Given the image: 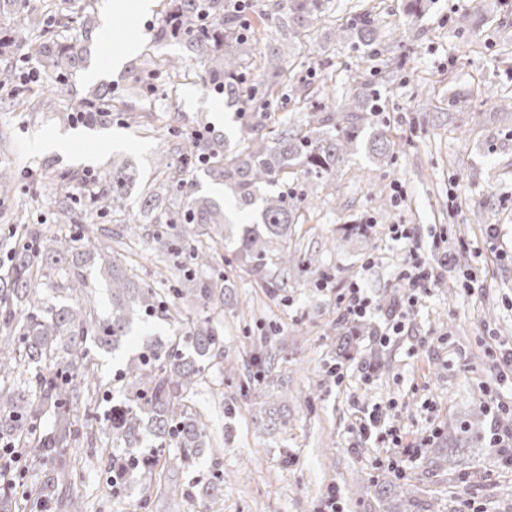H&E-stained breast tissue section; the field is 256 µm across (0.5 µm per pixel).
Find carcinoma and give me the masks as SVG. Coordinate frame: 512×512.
Returning <instances> with one entry per match:
<instances>
[{
    "instance_id": "carcinoma-1",
    "label": "carcinoma",
    "mask_w": 512,
    "mask_h": 512,
    "mask_svg": "<svg viewBox=\"0 0 512 512\" xmlns=\"http://www.w3.org/2000/svg\"><path fill=\"white\" fill-rule=\"evenodd\" d=\"M67 2L77 20L74 44L64 46L48 34V27H66L70 16H57L47 0H0V58H34L52 80L38 92L48 101L76 94L70 78L82 68L83 53L97 29L95 0ZM164 2V17L150 30L151 42L179 52L146 55L133 68V81L143 85L149 77L198 63L203 83L224 95L225 106L235 108L240 137L232 143L200 122L199 136L186 151L176 145L158 156L156 182L137 205L131 204L128 189L138 171L125 159L112 161V171L90 199L98 214L125 225L132 239L139 236L142 224L167 225L168 230L153 236L151 250L164 259L186 257L184 277L194 282L190 295L198 309L187 319L185 335L166 343L146 341L118 372L122 399L112 406L115 418L104 426L105 438L88 440L92 448L105 446L114 494L142 470L140 443L148 426L158 440L153 453L159 461H167L168 442L178 449L183 464L210 448L205 423L186 400L206 369L224 361V337L209 315L224 303L219 280L209 274L217 264L216 237L226 233L231 261L269 288L274 287L269 281L272 267L321 276L318 259L298 256L289 247L296 226L306 223L311 210L302 183L334 190L336 170L356 154L385 165L397 153L387 124L377 119L382 112L380 92L356 69L344 77L356 87L352 96L339 103L313 104L303 123L283 120L273 135L263 132L283 88H288L290 101H311L309 84L291 79L285 64L295 60L299 37L321 20L328 0H270L257 19L274 29L277 38L258 50V29L239 0ZM376 29L377 19L368 11L339 29V37L356 31L364 52L375 57ZM0 94L15 109H35L32 95L19 93L17 74L10 67L0 68ZM108 99L110 88H98L92 98L84 99L85 120H100L101 102ZM200 175L222 186L224 197L253 223L237 227L230 222L224 201L201 192ZM13 238L0 272V441L21 453L24 471H44L51 452L80 442L76 416L98 415L101 400L110 392L98 376L99 353L117 350L136 320L177 321L182 311L176 299L184 292H160L138 274L136 260L121 261L120 253L99 238L94 227L64 233L51 226L16 224ZM97 280L111 292L106 315L92 305ZM48 413L53 427L46 433L41 423ZM473 433L474 424L464 418L447 428L440 441L463 448ZM175 472L172 464L160 469L159 474H167L164 483L146 477L134 512H152V496L161 486L170 497L180 494ZM376 488L394 501L392 512H417L412 485L385 478ZM32 509L20 492H0V512Z\"/></svg>"
}]
</instances>
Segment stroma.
I'll return each mask as SVG.
<instances>
[{"label":"stroma","mask_w":512,"mask_h":512,"mask_svg":"<svg viewBox=\"0 0 512 512\" xmlns=\"http://www.w3.org/2000/svg\"><path fill=\"white\" fill-rule=\"evenodd\" d=\"M102 2L112 36L89 46L75 77L77 94L58 99L55 120L37 124L0 102V161L15 171L10 196L0 199V261L11 242L13 215L28 224H54L55 195L62 189L77 214L112 228L111 218L96 215L89 203L90 183L111 171L114 158L126 157L141 173L130 190L138 198L155 178L156 156L174 142L164 128L141 132L122 112L94 124L78 119L82 98L101 85L130 96L133 67L155 51L146 32L162 18L161 0H152L145 14L126 10V0ZM409 4L329 0L322 21L299 42L295 77L317 80L325 62L338 75L360 69L382 91L390 135L406 148L392 165L374 169L369 182L361 178L368 160L359 156L346 164L336 174L335 198L318 196L314 219L298 225L291 245L319 253L321 283L288 275L280 287L264 288L246 269L218 262L217 272L228 279L218 324L224 361L207 371L189 402L202 414L213 448L177 472L183 495L176 512H323L332 489L344 512H383L374 483L388 475L396 451L358 433L363 408L376 403L404 443L418 447L409 479L435 512H462L466 499L475 512H512V468L496 463L489 444L486 390L493 382L485 355L492 343L512 348V125L492 111L495 102L512 103V0H424L418 12ZM364 8L373 9L378 42L396 47L403 68L364 61L357 38L337 41V26ZM128 24L138 30L139 43L118 62L120 33ZM199 70L192 64L185 76H156L142 104L180 113L181 132L193 131L203 118L216 133L237 139L223 97L202 83ZM426 97L434 111H421ZM469 100L483 105L479 125L467 122ZM51 140L62 150L43 151L42 143ZM378 189L388 200L381 210L372 201ZM475 210L483 211V223H471ZM353 224L374 230L330 248V239ZM394 224L414 225L422 253L444 234L449 250L467 259L449 263L445 287L422 293L403 332L386 344L381 335L403 303L399 278L409 256L404 242L391 236ZM491 227L493 239L487 236ZM353 282L375 304L366 317L374 332L353 334L344 315L340 295ZM175 331L156 318L136 322L120 349L101 355L104 381L115 379L145 338L165 340ZM348 333L351 352L343 357L336 345ZM252 388L284 407V417L261 422V407L248 395ZM463 417L475 422V434L448 466L432 469L423 440L431 429ZM74 455L81 478L73 492L87 501L88 512H130L138 483L113 495L89 449L77 446ZM218 473L224 479L217 483Z\"/></svg>","instance_id":"obj_1"}]
</instances>
